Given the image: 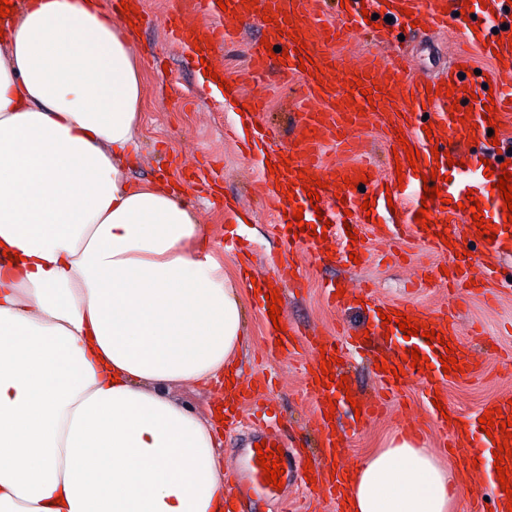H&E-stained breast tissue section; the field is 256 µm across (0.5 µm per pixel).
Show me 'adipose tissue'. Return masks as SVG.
<instances>
[{"label":"adipose tissue","mask_w":512,"mask_h":512,"mask_svg":"<svg viewBox=\"0 0 512 512\" xmlns=\"http://www.w3.org/2000/svg\"><path fill=\"white\" fill-rule=\"evenodd\" d=\"M142 77L104 0L0 26V512H224L222 432L172 400L234 368L244 292L185 194L134 183ZM416 432L352 475L356 512H454Z\"/></svg>","instance_id":"adipose-tissue-1"}]
</instances>
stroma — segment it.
Returning <instances> with one entry per match:
<instances>
[{
  "label": "stroma",
  "instance_id": "stroma-1",
  "mask_svg": "<svg viewBox=\"0 0 512 512\" xmlns=\"http://www.w3.org/2000/svg\"><path fill=\"white\" fill-rule=\"evenodd\" d=\"M145 23L138 35L132 36V46L142 71V117L137 150L127 169L128 177L136 182L164 179L185 187L198 224L204 230L208 244L222 239L228 227L223 204L215 203L202 191L196 179L198 170H217L219 192L237 199L240 209L255 202L254 189L260 172L243 147L225 138L224 126L228 115L219 106L193 100L192 90L204 78V65H211L218 76L241 83L248 94L266 98L268 119L287 131L293 114L288 108L289 97L299 90L298 83H280L276 77L262 82L248 78L247 49L255 31H246L238 39L212 51L207 64L190 60L180 48L168 43L165 26L171 13V0H142ZM404 44L413 60L414 74L425 80L447 68L462 37L459 23H449L447 29L430 31L419 27L403 32ZM251 242V276L271 277L268 254L279 244L278 228L272 214H253L247 228ZM370 260L356 268L326 266L318 263L306 251H299L298 279L300 289L288 291L283 314L305 334L335 335L338 328L361 327L363 315L356 310L328 308L320 294V283L328 278L343 281L356 289L373 284L379 296L387 301L405 297L415 291L419 301L434 307H448L455 315L456 327L464 351L484 369L480 379L452 380L448 383V404L462 413H472L506 391H512V369L504 370L493 355L494 349H512V334L474 335L477 323L495 327L512 321V294L488 301L481 297L454 300L440 280H426L424 265L431 256L424 248H409L402 243H388L369 238L364 243ZM266 324L254 298L245 302V337L238 356L244 373L267 368L276 376L273 397L282 407L280 426L289 445L305 448L311 435L308 428L313 406L304 391L302 360L297 354L274 357L265 353ZM420 386H405L400 398L388 412L362 424L351 438L338 462L348 469L356 468L364 455L380 446L393 432L405 429L424 435L431 448L442 445V439L430 424L419 397Z\"/></svg>",
  "mask_w": 512,
  "mask_h": 512
}]
</instances>
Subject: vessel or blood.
<instances>
[{"label": "vessel or blood", "instance_id": "1", "mask_svg": "<svg viewBox=\"0 0 512 512\" xmlns=\"http://www.w3.org/2000/svg\"><path fill=\"white\" fill-rule=\"evenodd\" d=\"M482 21L476 30H464L463 38L471 50L490 58L491 70L487 75L474 74L469 54L459 56L458 67L449 68L444 79L425 83L410 79L409 62L405 52L396 42L394 31L399 26H410L412 20L445 28L449 13L461 11L464 0H258L252 8H245L241 0H230L235 17L241 27L258 28L262 41L250 46L248 70L254 79L267 76L271 58L267 45H278L289 49L290 55L284 65L277 68L279 78L288 83L299 79L301 91L292 101L293 122L290 129L292 143L282 146L278 143L279 133L273 127H260L258 119L266 110L262 99H247V137L251 143L252 156L258 162L276 164V174L265 175L264 191L273 203H281L287 192H294L296 199L307 200L308 195L301 189L298 177L301 170L310 175L320 176L327 150L348 156L349 161L337 165L335 174L350 178L369 174L364 189L335 187L320 190L317 209L308 210L306 220L323 216L329 220L330 233L338 244L334 255L316 253L319 261L331 260L339 265L349 264L351 252H362V238L382 234L398 240H411L428 248L438 263L430 269L439 274L448 269L449 284L456 286L458 293L471 296L486 295L491 291L497 268L503 261L512 260V223L504 221V201L500 194H485L479 187L478 179L485 172L501 176L503 171L512 172V46L507 45L512 35V12L506 11L507 0H485ZM278 8L294 13L301 33L306 36L305 48H297L292 38L279 36L274 23L263 19L266 8ZM177 23L168 29L170 39L183 47H192L199 38L214 43L233 40V31L217 26V19L224 12L217 0H176ZM385 18L383 28H375L364 20L365 13ZM371 35L375 44L388 47L387 60H379L377 54L366 53L356 64L343 63V55L337 52V45L349 42L355 37ZM362 74L364 87L379 84L382 91L374 101H367L362 93L347 94L338 91L337 83H349L355 74ZM454 84L453 97L440 94L443 83ZM435 88L436 96H428L427 88ZM469 100L473 103L472 116L468 123H460L459 112L451 108L453 100ZM494 103L496 115L501 123L497 136H488L489 122L485 119L484 106ZM432 122L431 132H424V122ZM378 131L388 147L398 146L400 140H408L410 149L419 150V170L404 167L396 171L388 167L386 172H377L374 164L360 159L361 138L367 131ZM450 152L455 160L467 161L466 169L450 172L448 165L437 164L434 152ZM437 172V187L442 191L441 199L423 202L424 182L422 177ZM475 196L481 204L486 222L491 223L497 236L487 240L477 235L470 210L463 204L468 196ZM372 198L375 206L372 213H365L362 204L365 198ZM452 201L451 207L441 205L442 198ZM426 210L429 227H420L415 220L418 210ZM451 237V244H444V237ZM479 241L484 250L483 261L473 257H456L454 244L462 241ZM314 238L308 232L282 233L279 237L281 256L295 257L298 250L311 247ZM325 296L331 297L334 305L353 306L361 302L370 315L368 338L354 336L343 331L341 336H313L301 338L300 331L287 326L284 331L269 329V339L281 340L285 349L307 350L312 371L305 376V386L314 400L316 428L319 433V450L312 466V477L317 487L330 498L338 500L348 492L344 469L333 466L334 455L346 447L348 435L345 431H333L325 415L329 410L351 412L345 390L326 388L316 384L314 373L320 368L322 358L332 359L334 376H341L344 369L342 360L367 355L371 363L387 362L392 369L402 366L405 374L394 377L391 372H377L376 377L382 388L397 393L409 380H418L421 398L428 407V413L436 428L444 435L454 450V461L461 469H469L474 458H481L484 464L494 463L497 449L493 436L499 435V428L483 432L477 416L451 412L441 415L432 402L436 391L445 389L448 377L441 364L447 348L458 351L456 359L464 369V378L476 377L477 368L461 354L462 343L454 324L449 323L448 313L415 302H387L375 290L346 291L344 297H336L335 282L322 286ZM400 311L425 322L430 329L441 333L442 342H430L424 350L431 364L430 369L421 371L405 363L406 349L396 346L394 337L399 336L397 323L383 325L382 315ZM264 378L246 377L236 379L231 388L225 389L227 411L225 425L236 429L238 407L246 392L263 386ZM266 442L283 447V474L285 486H295L300 478L299 467L291 450L285 449V441L274 426H266L254 432L252 442L243 448L244 462L238 472L225 473V502L232 505L233 512H253L260 504L280 500L282 492L267 483L263 470L258 465L255 445Z\"/></svg>", "mask_w": 512, "mask_h": 512}]
</instances>
